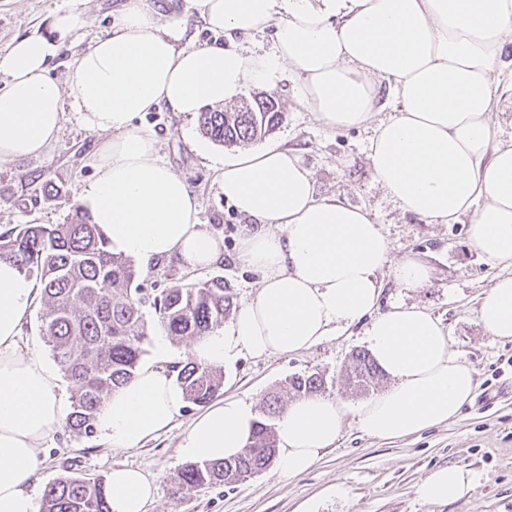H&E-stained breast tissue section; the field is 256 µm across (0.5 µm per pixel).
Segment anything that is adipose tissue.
Listing matches in <instances>:
<instances>
[{
    "label": "adipose tissue",
    "mask_w": 512,
    "mask_h": 512,
    "mask_svg": "<svg viewBox=\"0 0 512 512\" xmlns=\"http://www.w3.org/2000/svg\"><path fill=\"white\" fill-rule=\"evenodd\" d=\"M215 32H271L269 53L235 43L181 45L180 22L160 24L152 0H126L109 32L74 59L67 88L48 73L56 44L15 41L0 56V161L37 157L55 141L66 108L105 139L95 175L78 196L113 252L142 266L175 258L189 269L219 263L223 242L204 228L187 182L135 125L143 112L197 113L234 103L282 70L297 73L299 99L333 130L367 124L381 111L379 87L398 105L369 146L376 182L403 211L430 224L471 213L470 242L494 264H512V143L497 140L493 74L512 35V0H187ZM220 188L246 217L238 258L261 275L257 294L228 330L201 337L195 362L223 365L237 349L289 355L334 329L368 321L370 354L390 384L355 410L360 429L384 441L454 420L473 398V371L452 356L441 322L403 304L378 312V273L391 246L361 208L316 199L314 180L278 145L225 159ZM38 299L33 277L0 259V512H36L37 453L63 421L50 370L17 351L21 325ZM478 320L512 339V276L483 295ZM184 394L166 370L142 366L111 392L96 429L112 447L131 449L170 427ZM345 411L334 400H294L277 424L276 470L292 477L334 446ZM251 404L222 400L192 423L181 445L189 459L241 454L252 433ZM111 512H147L153 486L141 471L107 476ZM470 471L448 466L416 486L430 503L462 498Z\"/></svg>",
    "instance_id": "1"
}]
</instances>
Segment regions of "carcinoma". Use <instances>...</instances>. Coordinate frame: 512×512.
<instances>
[{
	"label": "carcinoma",
	"mask_w": 512,
	"mask_h": 512,
	"mask_svg": "<svg viewBox=\"0 0 512 512\" xmlns=\"http://www.w3.org/2000/svg\"><path fill=\"white\" fill-rule=\"evenodd\" d=\"M282 119L277 100L262 98L237 112H201L199 126L211 140L236 145L264 138ZM0 258L13 260L39 280L43 338L55 363L75 385L65 426L93 434L107 395L133 378L145 354L149 329L140 311L146 297L135 286L139 271L130 257L110 250L91 216L80 208L64 224H22L1 232ZM152 305L168 336L195 339L222 326L236 309L237 297L224 278L216 276L176 282L154 295ZM347 377L354 388L366 391L380 380L381 370L368 353L358 351L347 366ZM176 381L187 400L206 404L223 388L224 372L189 362L179 368ZM323 386L316 373L288 380L295 396L314 394ZM282 410L281 398L270 396L245 452L235 459L183 468L179 490L236 483L269 467L277 452L273 420ZM40 512H110L105 481L61 478L46 488Z\"/></svg>",
	"instance_id": "obj_1"
}]
</instances>
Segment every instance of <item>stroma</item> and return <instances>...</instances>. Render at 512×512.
Masks as SVG:
<instances>
[{"mask_svg":"<svg viewBox=\"0 0 512 512\" xmlns=\"http://www.w3.org/2000/svg\"><path fill=\"white\" fill-rule=\"evenodd\" d=\"M125 0H0V55L12 42L30 35L58 45L48 67L67 86L74 55L104 35ZM80 16L81 25L63 34L55 26L64 12ZM498 94L491 122L497 137L512 143V41L504 46L497 76ZM299 80L281 75L274 84L252 87L245 99L272 95L284 118L267 141L296 151L312 171L315 196L334 197L365 209L391 245L390 265L379 279V311L403 303L425 308L438 318L449 337L451 353L474 371V397L448 424L401 440H376L363 433L354 416H346L334 448L307 472L284 478L267 468L245 481L177 493L176 483L188 458L181 443L200 406L184 404L171 427L134 449L108 447L100 434L77 435L66 427L50 433L38 451L36 496L60 478L107 477L116 467L142 470L155 487L147 512H512V340L488 334L477 319L484 292L512 266L488 262L470 243L469 215L453 224H429L404 212L375 182L369 159L374 123L332 130L297 101ZM138 127L155 134L159 155L191 185L200 204V221L221 237L224 259L192 272L176 260L161 259L142 271V288L159 290L172 283L224 277L238 300L252 297L260 276L237 259L239 230L245 219L224 199L220 164L231 148L202 135L192 113H141ZM101 140L73 110H66L57 139L41 156L0 162V232L36 220L61 224L77 206L82 184L95 174L90 158ZM51 191H43V184ZM407 257L424 260L431 270L420 288L398 287L391 265ZM142 312L151 326L145 361H153L158 343H166L165 370L189 362L190 340L169 339L157 324L153 307ZM366 323L332 332L311 348L288 356L256 357L240 351L225 361L222 397L235 398L262 411L269 393H282L289 378L319 374L322 397L353 407L363 402L346 381L353 352L366 349ZM457 466L475 477L473 492L448 503H428L415 494L416 484L441 467Z\"/></svg>","mask_w":512,"mask_h":512,"instance_id":"stroma-1","label":"stroma"}]
</instances>
